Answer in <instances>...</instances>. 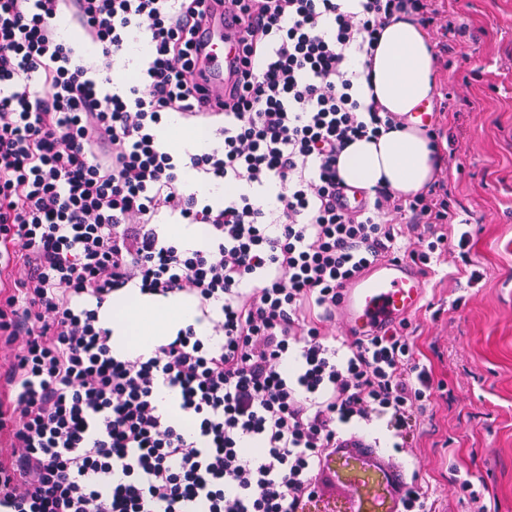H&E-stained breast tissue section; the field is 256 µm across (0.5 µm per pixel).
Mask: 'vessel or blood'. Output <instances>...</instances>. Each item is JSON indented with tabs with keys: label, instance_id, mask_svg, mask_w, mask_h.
<instances>
[{
	"label": "vessel or blood",
	"instance_id": "1",
	"mask_svg": "<svg viewBox=\"0 0 512 512\" xmlns=\"http://www.w3.org/2000/svg\"><path fill=\"white\" fill-rule=\"evenodd\" d=\"M238 27L221 5L212 4L200 39L206 67L204 86L210 101L224 98L226 76L238 63ZM419 270L402 259H384L345 288L336 316L350 336L381 334L415 311L424 296Z\"/></svg>",
	"mask_w": 512,
	"mask_h": 512
}]
</instances>
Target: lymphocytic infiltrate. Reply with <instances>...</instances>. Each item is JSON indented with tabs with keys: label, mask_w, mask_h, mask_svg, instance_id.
<instances>
[{
	"label": "lymphocytic infiltrate",
	"mask_w": 512,
	"mask_h": 512,
	"mask_svg": "<svg viewBox=\"0 0 512 512\" xmlns=\"http://www.w3.org/2000/svg\"><path fill=\"white\" fill-rule=\"evenodd\" d=\"M221 2L241 58L214 109L196 81L204 0H0V512H305L336 456L379 455L367 429L384 417L425 466L414 431L436 398L413 336H345L336 304L379 260L446 262L448 168L353 213L336 194L348 145L398 126L362 102L353 58L411 11L447 66L453 6ZM173 113L207 146L172 149ZM195 224L205 248L172 233ZM133 291L195 316L118 352L102 312ZM392 489L394 512H437L412 477Z\"/></svg>",
	"instance_id": "f902f5d3"
}]
</instances>
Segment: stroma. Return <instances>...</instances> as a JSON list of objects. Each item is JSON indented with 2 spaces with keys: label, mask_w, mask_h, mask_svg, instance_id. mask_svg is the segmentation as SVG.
I'll use <instances>...</instances> for the list:
<instances>
[{
  "label": "stroma",
  "mask_w": 512,
  "mask_h": 512,
  "mask_svg": "<svg viewBox=\"0 0 512 512\" xmlns=\"http://www.w3.org/2000/svg\"><path fill=\"white\" fill-rule=\"evenodd\" d=\"M454 9L463 33L431 109L453 115L448 188L484 277L469 283L449 251L407 318L436 394L448 399L424 425L428 465L417 484L447 491L453 512H468L473 491L491 512H512V0H456ZM443 329L448 349L438 355Z\"/></svg>",
  "instance_id": "35a3bbf8"
}]
</instances>
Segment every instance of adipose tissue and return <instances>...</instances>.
<instances>
[{
	"label": "adipose tissue",
	"mask_w": 512,
	"mask_h": 512,
	"mask_svg": "<svg viewBox=\"0 0 512 512\" xmlns=\"http://www.w3.org/2000/svg\"><path fill=\"white\" fill-rule=\"evenodd\" d=\"M353 66L360 75L372 77L360 85L363 99H375L402 124L377 140L351 143L339 160L341 177L367 191L382 185L405 196L421 192L433 180L439 157L414 114L432 99L438 71L434 46L415 14L392 20L373 56L356 57ZM164 316V310L138 297L125 318L112 322L115 348L148 352L168 328Z\"/></svg>",
	"instance_id": "ef3b65f1"
}]
</instances>
